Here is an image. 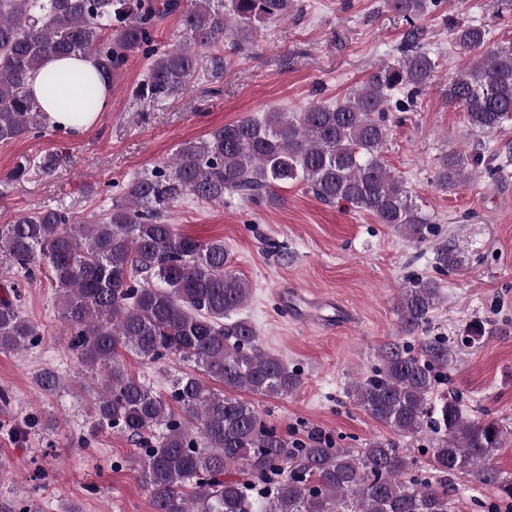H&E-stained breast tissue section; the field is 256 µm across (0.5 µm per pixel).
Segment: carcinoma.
<instances>
[{
	"label": "carcinoma",
	"mask_w": 512,
	"mask_h": 512,
	"mask_svg": "<svg viewBox=\"0 0 512 512\" xmlns=\"http://www.w3.org/2000/svg\"><path fill=\"white\" fill-rule=\"evenodd\" d=\"M387 5L409 24L399 57L373 70L343 101L312 102L298 112L274 108L187 140L167 163L126 182L98 217L78 220L45 207L0 224V276L15 269L32 280L47 267L69 349L82 371L100 381L94 427L135 445L129 464L141 472L153 512H254L258 487L264 512H452L447 480L406 479L413 459L395 442L336 448L319 434L290 440L254 403L208 384L280 397L296 392L302 377L266 351L252 321L240 315L251 288L232 269L224 241L200 240L164 219L188 197L271 207L283 201L279 189L300 184L320 201L366 212L414 242L434 235L433 217L381 156L390 107L411 110L438 67L419 24L429 0ZM293 7L292 0H0V143L49 127L28 84L50 57L89 56L110 82L142 56L151 64L138 94L162 100L189 87L206 53L211 74L222 75L224 41L240 49ZM174 14L181 35L161 46L155 27ZM449 36L455 50L475 61L448 77L443 94L463 110L474 135L494 134L512 122V43L491 42L479 21L453 24ZM64 83L79 90L78 111L98 110L99 84L85 74L49 71L43 92L51 95ZM511 163L509 142L488 155L480 142L467 151L450 149L432 183L453 192L485 173L501 175ZM433 262L452 271L465 256L446 240L434 247ZM19 298L17 290L0 298V353L42 341ZM439 298L435 280L410 281L397 302L400 332L426 330ZM123 350L190 369L171 379L165 397L128 372ZM378 354L380 366L352 383L355 402L400 437L424 427L440 435L430 457L436 472L472 476L512 502V480L492 465L503 443L499 424L469 418L453 392L430 402L451 370L448 346L425 339L411 347L395 339ZM35 381L47 396L64 387L51 368Z\"/></svg>",
	"instance_id": "obj_1"
}]
</instances>
